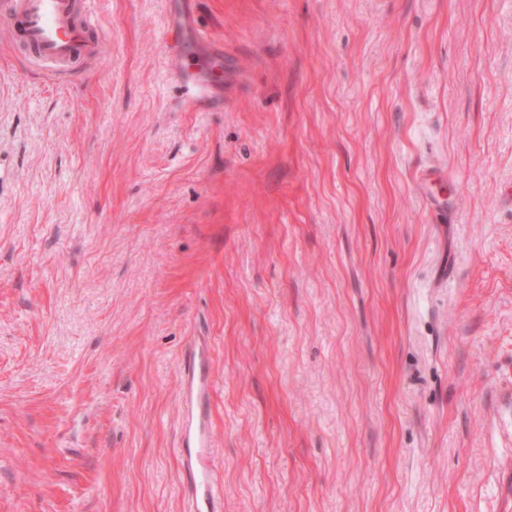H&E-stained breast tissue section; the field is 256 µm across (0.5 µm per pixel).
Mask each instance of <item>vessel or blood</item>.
Segmentation results:
<instances>
[{
	"label": "vessel or blood",
	"instance_id": "vessel-or-blood-1",
	"mask_svg": "<svg viewBox=\"0 0 512 512\" xmlns=\"http://www.w3.org/2000/svg\"><path fill=\"white\" fill-rule=\"evenodd\" d=\"M96 0H8L4 25L8 44L28 57L39 72L64 77L78 73L83 63L101 59L107 39L99 31ZM438 171L425 168L416 186L437 217L450 219L451 210L431 199ZM209 348L193 342L181 367L180 454L186 470L189 512H221L222 496L208 463L211 430Z\"/></svg>",
	"mask_w": 512,
	"mask_h": 512
}]
</instances>
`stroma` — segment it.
I'll return each instance as SVG.
<instances>
[{
	"label": "stroma",
	"mask_w": 512,
	"mask_h": 512,
	"mask_svg": "<svg viewBox=\"0 0 512 512\" xmlns=\"http://www.w3.org/2000/svg\"><path fill=\"white\" fill-rule=\"evenodd\" d=\"M97 13L81 83L0 37V512H188L195 336L224 512H512V0ZM440 179V174L438 171L432 168H424L420 170L416 176V186L419 190L420 194L427 200L429 203L430 209L435 213L437 217H440L446 221L448 219V223L452 219V210L451 207H447V210L443 207V203L435 200L430 194V188Z\"/></svg>",
	"instance_id": "35a3bbf8"
}]
</instances>
